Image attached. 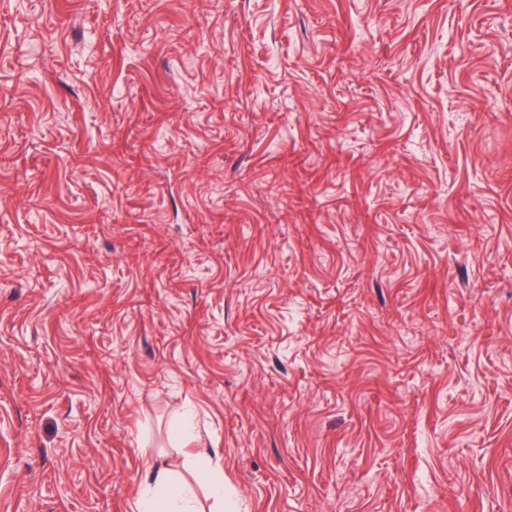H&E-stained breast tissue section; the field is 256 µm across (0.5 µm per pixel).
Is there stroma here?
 <instances>
[{"label": "stroma", "mask_w": 512, "mask_h": 512, "mask_svg": "<svg viewBox=\"0 0 512 512\" xmlns=\"http://www.w3.org/2000/svg\"><path fill=\"white\" fill-rule=\"evenodd\" d=\"M512 512V0H0V512ZM164 506L159 511L158 505ZM139 512H199L193 492L174 482L164 465L147 468L141 487Z\"/></svg>", "instance_id": "obj_1"}]
</instances>
